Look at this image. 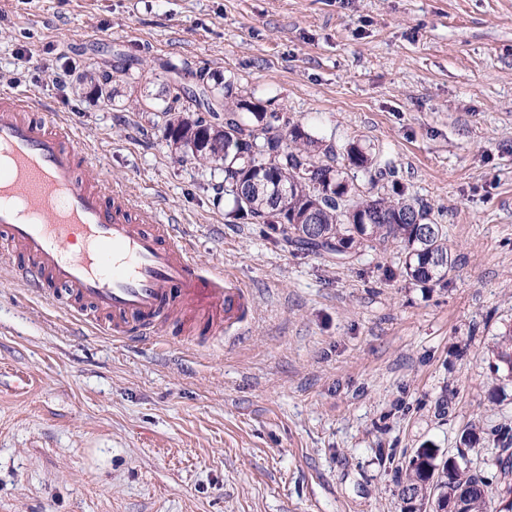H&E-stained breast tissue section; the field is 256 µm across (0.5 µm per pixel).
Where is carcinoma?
Wrapping results in <instances>:
<instances>
[{
	"label": "carcinoma",
	"mask_w": 512,
	"mask_h": 512,
	"mask_svg": "<svg viewBox=\"0 0 512 512\" xmlns=\"http://www.w3.org/2000/svg\"><path fill=\"white\" fill-rule=\"evenodd\" d=\"M160 67L181 80L190 79L200 98L177 92L161 104L138 102L137 111L160 114L163 137L183 156L199 164H215L224 171V195L231 200V214L255 224H266L282 232L284 241L296 250L327 258H355L360 252L401 250L397 266L386 269V279L401 278L412 284L439 285L454 268L448 250L445 225L432 216L427 204L406 195L392 180V171L381 166L375 154L357 142H349L342 155L348 164L335 166L337 149L315 137L288 117L286 112H258L245 95L224 83L220 75L179 67L169 61ZM130 65L114 67L125 74ZM112 71V72H114ZM112 72L90 78L95 91L112 98ZM214 97L217 109L206 108L208 118L184 114L186 105L202 107V99ZM359 169L370 190L361 192L348 170ZM276 175L288 199L276 191L251 187L255 179ZM495 371L512 381V326L499 334L491 349ZM487 434L499 454L486 463L492 477L503 484L512 475V463L501 454L512 450V433L507 425L483 428L467 426L461 443L470 446ZM465 455H440L434 448H419L398 468V493L417 492L420 505H428L432 487L440 482L453 490L467 492L464 512H496L488 495L490 478L464 463Z\"/></svg>",
	"instance_id": "cac0c4a2"
}]
</instances>
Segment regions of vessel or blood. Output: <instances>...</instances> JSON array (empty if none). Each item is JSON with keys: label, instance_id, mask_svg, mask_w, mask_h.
<instances>
[{"label": "vessel or blood", "instance_id": "1", "mask_svg": "<svg viewBox=\"0 0 512 512\" xmlns=\"http://www.w3.org/2000/svg\"><path fill=\"white\" fill-rule=\"evenodd\" d=\"M82 160L71 129L0 91V238L29 290L150 345L240 324L247 289L197 260L154 209L84 177Z\"/></svg>", "mask_w": 512, "mask_h": 512}]
</instances>
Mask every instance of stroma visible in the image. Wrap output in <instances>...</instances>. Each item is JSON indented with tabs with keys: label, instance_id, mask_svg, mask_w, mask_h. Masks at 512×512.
<instances>
[{
	"label": "stroma",
	"instance_id": "obj_1",
	"mask_svg": "<svg viewBox=\"0 0 512 512\" xmlns=\"http://www.w3.org/2000/svg\"><path fill=\"white\" fill-rule=\"evenodd\" d=\"M122 55L136 66L96 95L87 75ZM165 60L369 148L447 227L446 285L231 216L222 171L131 109L175 94ZM1 89L45 103L87 176L176 224L251 312L238 333L126 343L32 296L0 246V512H401L405 457L512 425L488 356L512 323V0H0ZM464 452L478 470L497 449Z\"/></svg>",
	"mask_w": 512,
	"mask_h": 512
}]
</instances>
